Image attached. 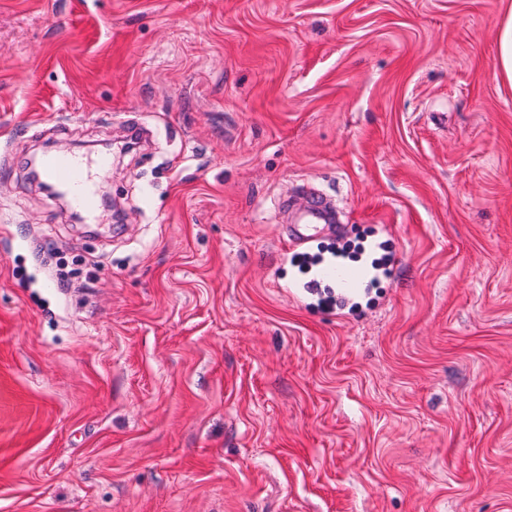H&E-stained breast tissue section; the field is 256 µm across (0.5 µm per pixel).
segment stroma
Instances as JSON below:
<instances>
[{
  "label": "stroma",
  "instance_id": "stroma-1",
  "mask_svg": "<svg viewBox=\"0 0 512 512\" xmlns=\"http://www.w3.org/2000/svg\"><path fill=\"white\" fill-rule=\"evenodd\" d=\"M512 0H0V512H512ZM139 151L75 224L34 152ZM321 190L355 305L297 286ZM498 60L500 74L512 83V11L499 29ZM329 206L322 197L313 198L309 206L300 215L298 224H289L285 228L288 239L297 245H309L327 235L338 232V226L326 224ZM329 231V232H327Z\"/></svg>",
  "mask_w": 512,
  "mask_h": 512
}]
</instances>
